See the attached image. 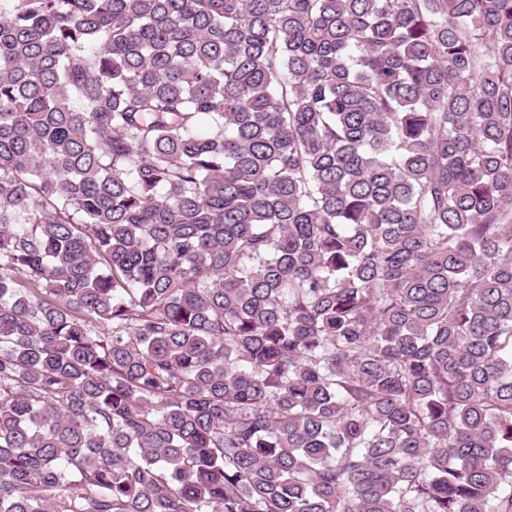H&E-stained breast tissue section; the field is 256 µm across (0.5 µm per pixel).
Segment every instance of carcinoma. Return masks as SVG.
<instances>
[{
    "instance_id": "1",
    "label": "carcinoma",
    "mask_w": 512,
    "mask_h": 512,
    "mask_svg": "<svg viewBox=\"0 0 512 512\" xmlns=\"http://www.w3.org/2000/svg\"><path fill=\"white\" fill-rule=\"evenodd\" d=\"M0 512H512V0H0Z\"/></svg>"
}]
</instances>
